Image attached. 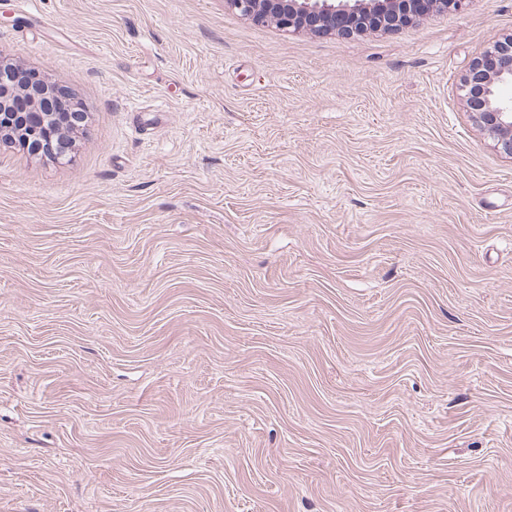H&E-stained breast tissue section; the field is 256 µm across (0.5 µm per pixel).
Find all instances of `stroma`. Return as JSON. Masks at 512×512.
<instances>
[{
  "mask_svg": "<svg viewBox=\"0 0 512 512\" xmlns=\"http://www.w3.org/2000/svg\"><path fill=\"white\" fill-rule=\"evenodd\" d=\"M35 7L0 62L88 119L0 142V512H512V158L461 86L512 0ZM469 0H225L257 24L275 22L287 31L336 32L397 30L433 12L461 10Z\"/></svg>",
  "mask_w": 512,
  "mask_h": 512,
  "instance_id": "stroma-1",
  "label": "stroma"
}]
</instances>
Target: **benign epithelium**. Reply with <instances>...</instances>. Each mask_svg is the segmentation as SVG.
I'll return each mask as SVG.
<instances>
[{
  "label": "benign epithelium",
  "instance_id": "obj_1",
  "mask_svg": "<svg viewBox=\"0 0 512 512\" xmlns=\"http://www.w3.org/2000/svg\"><path fill=\"white\" fill-rule=\"evenodd\" d=\"M468 0H225L257 24L275 22L287 31L330 33L341 26L346 34L397 30L433 12L461 10ZM512 85V36L496 41L476 58L463 79L467 106L499 152L512 158V100L499 96V86ZM11 68L0 67V122L18 134L19 144L33 155L61 157L67 144L57 134L52 100L70 94L34 73L24 87L26 100L16 97Z\"/></svg>",
  "mask_w": 512,
  "mask_h": 512
}]
</instances>
